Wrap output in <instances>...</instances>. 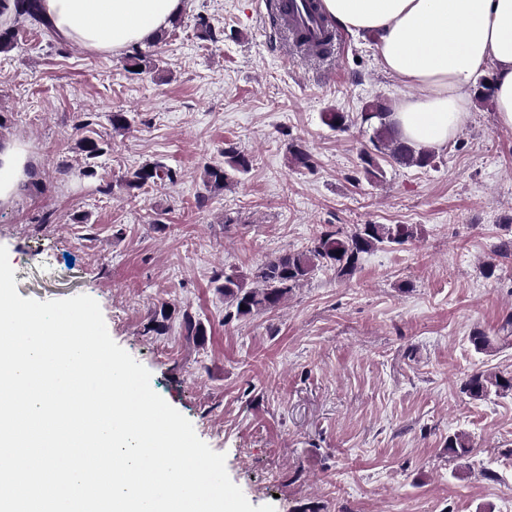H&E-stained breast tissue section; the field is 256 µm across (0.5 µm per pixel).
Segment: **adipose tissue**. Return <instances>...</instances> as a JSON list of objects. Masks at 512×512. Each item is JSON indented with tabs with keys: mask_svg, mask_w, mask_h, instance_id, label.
I'll return each mask as SVG.
<instances>
[{
	"mask_svg": "<svg viewBox=\"0 0 512 512\" xmlns=\"http://www.w3.org/2000/svg\"><path fill=\"white\" fill-rule=\"evenodd\" d=\"M336 24L375 36L388 72L412 87L392 120L399 136L425 150L453 139L470 112L478 74L493 78L500 126L512 128V0H322ZM185 0H43L65 39L97 52L153 42ZM30 160L16 143L0 144V202L27 181Z\"/></svg>",
	"mask_w": 512,
	"mask_h": 512,
	"instance_id": "1",
	"label": "adipose tissue"
}]
</instances>
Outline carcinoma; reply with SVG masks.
<instances>
[{"mask_svg": "<svg viewBox=\"0 0 512 512\" xmlns=\"http://www.w3.org/2000/svg\"><path fill=\"white\" fill-rule=\"evenodd\" d=\"M309 8L315 13L327 30L323 40L322 56L332 53L336 42L333 21L323 11L321 0H310ZM20 16L23 20L38 25L47 32H53L50 22L42 13L41 0H0V14ZM390 106L376 100L361 113V124L369 132L371 150L362 152L361 160L365 173L378 180L383 176L379 159H389L398 166L427 167L434 160V154L425 149H415L403 142L391 120ZM250 157L235 144H224V166H208L204 181L215 191L224 189L235 179L249 172ZM176 173L160 164H146L119 184V188L134 195L148 184L174 183ZM414 237L413 229L407 225L356 224L348 231L340 228L321 233L306 250L284 252L265 260L253 275L252 283L231 269L224 272V281L217 290L224 295L226 312L224 319H247L259 312L273 311L288 297V293L307 281L319 269L331 270L337 277L353 275L363 255L375 248L386 245H403ZM245 309H240V305ZM462 392L469 398L481 401L491 395L512 393V374L474 371L462 383ZM448 458L461 460L473 452L469 437L464 433L448 436L446 443Z\"/></svg>", "mask_w": 512, "mask_h": 512, "instance_id": "1", "label": "carcinoma"}]
</instances>
